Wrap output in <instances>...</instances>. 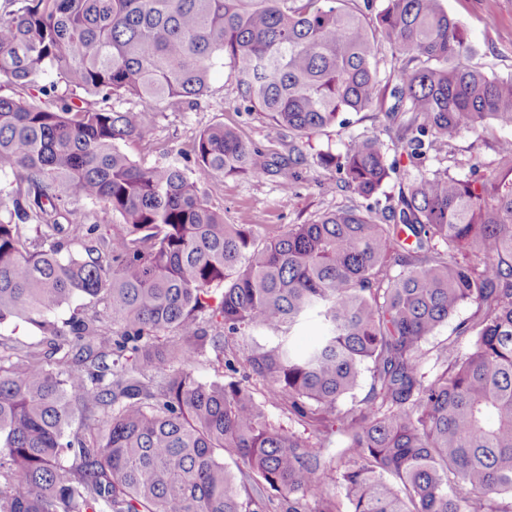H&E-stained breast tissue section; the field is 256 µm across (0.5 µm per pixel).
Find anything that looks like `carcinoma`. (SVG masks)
<instances>
[{"mask_svg": "<svg viewBox=\"0 0 512 512\" xmlns=\"http://www.w3.org/2000/svg\"><path fill=\"white\" fill-rule=\"evenodd\" d=\"M351 2L4 0L0 84L30 93L0 95V174L15 177L0 324L36 327L47 350L0 338V512H512V139L483 174L405 169L382 201L394 164L378 138L354 137L318 159L365 209L273 234L224 223L201 187L297 165L301 143L388 96L412 168L512 126V80L466 63L443 0H385L373 28ZM381 44L406 60L392 86ZM217 65L288 133V155L220 124L183 166L120 149L157 104L196 105ZM123 96L144 106H112ZM73 197L120 218L112 237ZM79 298L104 308L50 320ZM463 304L473 314L429 361L425 343ZM308 322L319 335L298 350ZM209 349L230 380L192 379ZM366 372V395L342 408ZM265 402L342 447L325 455Z\"/></svg>", "mask_w": 512, "mask_h": 512, "instance_id": "obj_1", "label": "carcinoma"}]
</instances>
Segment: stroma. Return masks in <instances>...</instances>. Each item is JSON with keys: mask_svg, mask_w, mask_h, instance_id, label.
<instances>
[{"mask_svg": "<svg viewBox=\"0 0 512 512\" xmlns=\"http://www.w3.org/2000/svg\"><path fill=\"white\" fill-rule=\"evenodd\" d=\"M449 15L467 34L471 53L469 64L502 80L512 79V0H443ZM342 126L326 128L304 146L305 160L286 168H274L255 177L249 174L225 176L211 197L224 210L228 224H254L267 232L291 224H308L325 212L344 207H361L365 201L348 188L335 185L334 173L317 162L321 152L344 153L351 138L369 136L390 142L397 122L384 111L372 109L349 112ZM224 124L235 128L242 139L271 153H285L277 130L265 113L249 111L238 100L234 74L229 67H215L209 88L193 109L168 107L156 116L143 138L122 143V150L145 167L179 160L205 128ZM512 138V128L489 127L467 133L449 146L430 152L421 170L450 169L464 174L470 164L494 163L497 143ZM292 181L294 191L283 194V181Z\"/></svg>", "mask_w": 512, "mask_h": 512, "instance_id": "35a3bbf8", "label": "stroma"}]
</instances>
